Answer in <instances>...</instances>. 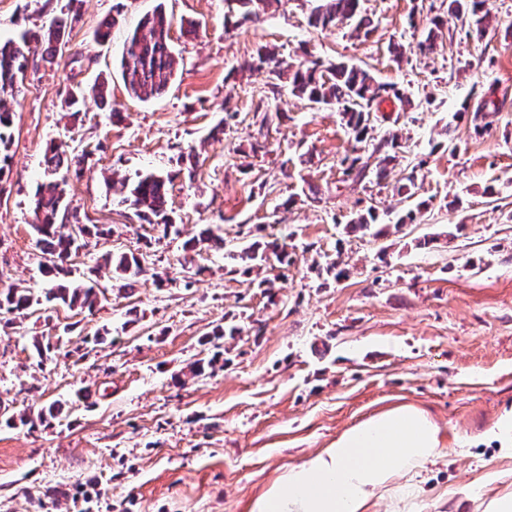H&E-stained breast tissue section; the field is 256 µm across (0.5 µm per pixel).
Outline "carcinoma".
I'll return each instance as SVG.
<instances>
[{
	"label": "carcinoma",
	"instance_id": "cac0c4a2",
	"mask_svg": "<svg viewBox=\"0 0 512 512\" xmlns=\"http://www.w3.org/2000/svg\"><path fill=\"white\" fill-rule=\"evenodd\" d=\"M78 2L80 0H69V14L55 20L47 28L39 32L27 30L15 38L0 41V176L11 171L10 147L15 119L11 104L24 87L29 56L40 49L43 61L50 65L56 62L61 46L66 44L68 21L77 16ZM267 2L269 0H228L225 27L239 25V22L231 21L234 12H239L243 20L251 19L259 15ZM486 2L448 0V11L461 21L467 36L480 39L485 34L489 17ZM308 21L314 27H346L358 37H367L372 32V21L362 13L360 0H318ZM171 27L172 20L160 3L142 18L126 40L121 59L122 77L129 95L142 102L162 94L174 76L176 60L171 43ZM442 27L443 20L433 18L425 40L415 45L399 44L394 47L395 53L402 55L408 50H416L424 54L432 51L438 39L443 37ZM246 68H269L276 79H288L291 91L311 104L336 107L352 139L371 146V151L366 154L354 148L342 158L344 181L355 186L362 183L371 172L375 173L379 181L386 179L389 167L398 160L402 143L395 132L375 134L373 114L382 102L389 99L405 104L404 93L395 85L380 83L368 70L343 61L324 63L315 59L297 65L290 64L284 69L266 48L259 49L256 56L246 64ZM498 106L499 100L488 98L483 92H473L465 102L463 111L455 113V117L470 116L473 130L482 133L488 128L486 117L497 111ZM64 156L65 153L55 144L47 149L45 162L50 174L59 173L64 165ZM168 182L169 179L159 173L141 174L128 185V195L122 202L134 209L138 219L166 229L172 224L168 212ZM416 189V168L413 167L402 177L398 193L409 200L415 196ZM33 215L32 227L38 236V246L47 255V263L43 267V274L49 282L46 301L62 304L71 310L93 309L97 303L95 288L71 279V271L66 267L78 246L65 221L71 219L76 223L78 219L71 216L62 181L54 178L38 185ZM378 221L379 214L370 206L348 218L345 224L352 231L362 232L375 226V235L380 236L386 225H380ZM201 244L222 249L224 239L207 224L199 237L185 242L184 251H194ZM237 257L258 269L265 266L272 257L283 265L292 262L287 246L277 242L267 245L263 250L259 245L251 244L242 248ZM102 261L103 266L112 272L113 278L123 281L121 288L125 290L133 289L140 275L145 272L146 257L142 254L108 253L102 256ZM33 302L31 295L23 289H0V310L24 315L31 309Z\"/></svg>",
	"mask_w": 512,
	"mask_h": 512
}]
</instances>
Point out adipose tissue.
<instances>
[{
    "label": "adipose tissue",
    "instance_id": "1",
    "mask_svg": "<svg viewBox=\"0 0 512 512\" xmlns=\"http://www.w3.org/2000/svg\"><path fill=\"white\" fill-rule=\"evenodd\" d=\"M444 436L424 410L400 405L370 416L301 464L288 468L249 503L247 512H370L389 499L410 512L417 478L440 457Z\"/></svg>",
    "mask_w": 512,
    "mask_h": 512
}]
</instances>
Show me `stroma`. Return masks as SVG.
Returning a JSON list of instances; mask_svg holds the SVG:
<instances>
[{
	"instance_id": "1",
	"label": "stroma",
	"mask_w": 512,
	"mask_h": 512,
	"mask_svg": "<svg viewBox=\"0 0 512 512\" xmlns=\"http://www.w3.org/2000/svg\"><path fill=\"white\" fill-rule=\"evenodd\" d=\"M160 2L173 19L175 77L142 102L120 60ZM66 3L0 0V38L39 31ZM313 5L277 0L233 29L225 0H83L59 63L30 55L13 104L12 170L0 181V289L17 285L38 304L25 317L0 310V512H247L289 466L400 404L429 412L445 435L416 512H452L451 491L467 485L488 498L512 487V458L479 441L512 409V0H490L479 40L466 38L448 0H361L373 22L361 39L310 27ZM113 16L109 40L97 42ZM436 16L437 51L395 62L392 44L424 39ZM262 45L291 63L360 65L410 93L407 111L383 103L375 127L403 128V162L417 166V197L429 203L416 223L380 238L336 224L368 206L385 214L398 203L394 181L343 183L337 162L354 142L339 112L268 70H243ZM99 77L111 107L88 92ZM491 85L507 100L478 136L453 115L470 89ZM78 88L87 95L72 122L60 104ZM261 106L279 119L260 127ZM52 142L85 157L66 185L80 223L112 228L71 258L74 278L102 293L90 311L44 300L32 201ZM146 172L172 178L169 228L123 202L122 180ZM311 182L320 199L306 197ZM205 224L219 227L224 248L202 250L198 275L185 278L183 243ZM274 240L292 254L288 268L250 272L235 257ZM108 252L145 254L132 295L98 272ZM319 257L341 258L350 276H317ZM263 276L272 292L258 288ZM220 325L243 332L204 344ZM37 336L58 344L38 356ZM217 348L223 367L191 375ZM56 400L62 414L36 423ZM466 439L474 446L463 454Z\"/></svg>"
}]
</instances>
